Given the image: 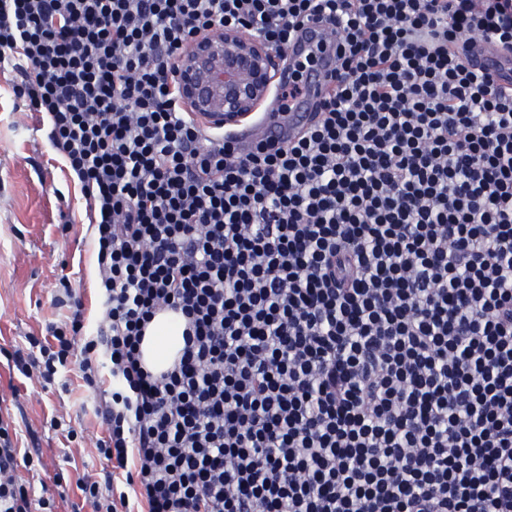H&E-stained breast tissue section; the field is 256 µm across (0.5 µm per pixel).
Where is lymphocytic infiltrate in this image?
I'll return each mask as SVG.
<instances>
[{
  "mask_svg": "<svg viewBox=\"0 0 512 512\" xmlns=\"http://www.w3.org/2000/svg\"><path fill=\"white\" fill-rule=\"evenodd\" d=\"M340 35L336 89L284 144L188 121L200 31L277 52ZM512 0H0V73L40 113L95 229L101 318L15 350L77 364L103 423L88 512H512ZM161 311L171 368L141 362ZM0 423V512H54ZM470 51L473 63L483 73L491 76L503 91L512 88V55L501 49L494 39L483 37L471 40L464 46ZM183 325L171 312H160L147 325L142 341L144 367L154 374L165 371L183 348Z\"/></svg>",
  "mask_w": 512,
  "mask_h": 512,
  "instance_id": "1",
  "label": "lymphocytic infiltrate"
}]
</instances>
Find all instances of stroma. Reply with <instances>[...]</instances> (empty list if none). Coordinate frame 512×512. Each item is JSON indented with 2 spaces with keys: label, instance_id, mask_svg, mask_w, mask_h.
<instances>
[{
  "label": "stroma",
  "instance_id": "35a3bbf8",
  "mask_svg": "<svg viewBox=\"0 0 512 512\" xmlns=\"http://www.w3.org/2000/svg\"><path fill=\"white\" fill-rule=\"evenodd\" d=\"M14 102L11 81L0 76V417L14 421L18 448L34 457L19 481L51 486L57 512H75L79 479L103 466L94 453L102 423L89 411L95 397L77 366L61 374L70 385L64 394L13 370L7 354L43 336L47 323L66 321L68 309L55 302L62 276L81 297L86 321L96 320L97 250L78 182L52 151L48 127ZM55 416L79 418L84 441L66 442L50 426Z\"/></svg>",
  "mask_w": 512,
  "mask_h": 512
}]
</instances>
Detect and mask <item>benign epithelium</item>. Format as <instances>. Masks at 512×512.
I'll list each match as a JSON object with an SVG mask.
<instances>
[{"mask_svg":"<svg viewBox=\"0 0 512 512\" xmlns=\"http://www.w3.org/2000/svg\"><path fill=\"white\" fill-rule=\"evenodd\" d=\"M277 64V54L243 28L204 31L182 54L176 80L184 102L232 123L265 99Z\"/></svg>","mask_w":512,"mask_h":512,"instance_id":"benign-epithelium-1","label":"benign epithelium"}]
</instances>
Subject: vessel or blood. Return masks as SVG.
<instances>
[{
	"mask_svg": "<svg viewBox=\"0 0 512 512\" xmlns=\"http://www.w3.org/2000/svg\"><path fill=\"white\" fill-rule=\"evenodd\" d=\"M467 48L477 68L491 76L501 90H512V53L488 37L471 40ZM335 66L334 33L318 23L309 25L288 49L276 78L278 89L271 94V105L257 119L233 123L230 138L252 143L297 138L314 120L316 107L333 88ZM298 76L303 79L301 93L281 100L280 88Z\"/></svg>",
	"mask_w": 512,
	"mask_h": 512,
	"instance_id": "b4317fda",
	"label": "vessel or blood"
}]
</instances>
